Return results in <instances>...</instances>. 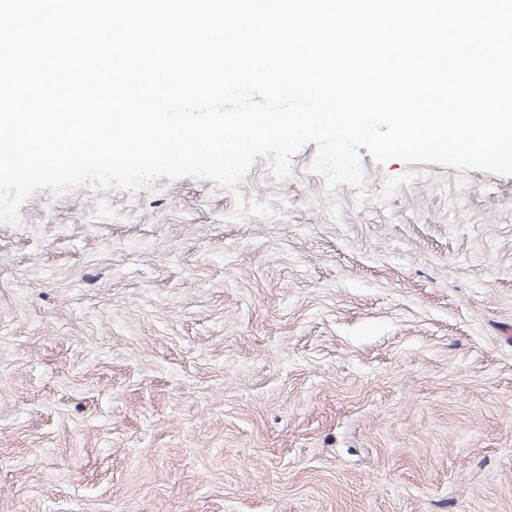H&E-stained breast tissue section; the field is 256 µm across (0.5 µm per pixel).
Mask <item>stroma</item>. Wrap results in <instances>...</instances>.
<instances>
[{
    "mask_svg": "<svg viewBox=\"0 0 512 512\" xmlns=\"http://www.w3.org/2000/svg\"><path fill=\"white\" fill-rule=\"evenodd\" d=\"M316 153L0 223V512H512V176Z\"/></svg>",
    "mask_w": 512,
    "mask_h": 512,
    "instance_id": "obj_1",
    "label": "stroma"
}]
</instances>
